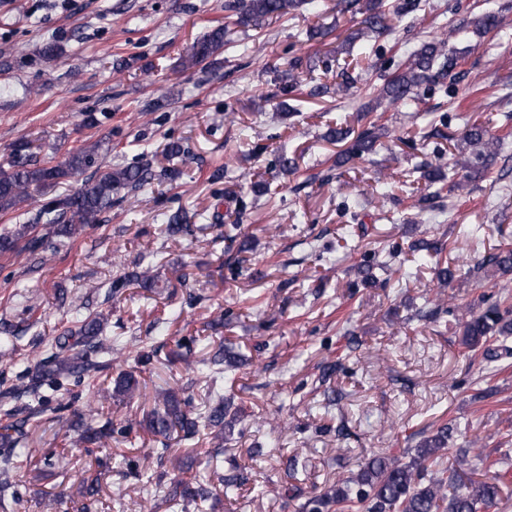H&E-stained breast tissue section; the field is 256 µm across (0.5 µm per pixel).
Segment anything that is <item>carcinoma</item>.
Segmentation results:
<instances>
[{
    "label": "carcinoma",
    "instance_id": "obj_1",
    "mask_svg": "<svg viewBox=\"0 0 512 512\" xmlns=\"http://www.w3.org/2000/svg\"><path fill=\"white\" fill-rule=\"evenodd\" d=\"M304 6L319 7L318 0H227L224 4L227 18L237 25L260 29L266 21L282 18ZM420 9V0H369L362 28L349 36L354 41L369 33L380 34L388 29L390 15L402 16ZM473 33L484 36L506 26L505 17L495 12H485L472 21ZM225 27L217 26L193 43L190 60L200 64L214 57L224 47ZM460 56L450 49L435 43H424L412 52L405 68L387 78L379 90L376 100H386L393 105L410 100L421 103L424 97L418 88H430L455 83L462 72L457 70ZM298 61L286 62L280 92L287 96L298 87L295 70ZM381 136V127L369 122L360 131L351 126L329 131L327 138L345 145L339 151L336 165L342 166L355 155L370 153ZM464 144L473 148L475 160L463 158V165L475 173H485L498 154L500 139L487 137V130L480 124H472L464 133ZM99 145L91 144L73 154L65 161L56 162L51 157H41L32 150L28 141H19L11 147L8 167H0V211L7 212L33 199V193L53 186L77 173L91 172L90 181L78 191L63 198L52 199L37 209L35 217L14 231L0 235V253L27 251L31 254L46 253L53 247L52 238H73L88 224H99L102 215L112 208L113 196L122 189L131 192L150 183L153 177L151 166H126L118 169H104L97 164ZM184 154L178 143L166 146L164 156L168 161L165 175L173 178L178 174L177 160ZM186 216L178 211L167 218L165 233L173 237L184 230ZM48 225V232L37 231L39 224ZM410 251L414 260L422 264L437 266V279L441 287L452 283L455 273L468 276L512 275V247L500 246L486 255L483 260L462 270L440 267L441 248L430 240L418 239L411 243ZM131 280L145 284L154 282L147 270L133 272L111 283L119 290ZM461 310L466 319L460 322V343L470 351H483L489 362L502 355H509L512 349L507 340L512 336V293L504 290L495 299L482 296L453 310ZM108 314L100 311L88 315L81 324L66 330L55 344V352L41 359L38 378L33 380L25 392H36L41 381L54 379L61 374L80 377L89 372L93 364L90 355H120L129 345L122 336L103 335ZM214 352L208 360L202 361L205 378L215 383L225 371L243 363L244 356L220 341L213 343ZM138 390V380L133 372H121L115 380L112 393L102 394L103 398H131ZM243 419V410L235 405L231 396L219 389L210 392V400L204 410L192 409V398H180L174 391L161 392L153 410L146 418V427L156 436L166 437L174 432L184 440L193 439L200 427L212 429L214 438L224 439V432L233 431ZM67 428L76 436V442L87 447H103L108 444L114 431L112 419L94 421L77 413L67 422ZM448 451V427L442 426L436 432L421 440L416 448L407 450L410 460L383 453L363 463L358 471L329 487L314 500L312 512H481L494 504L499 497L496 482L473 480L459 470L445 465L444 455ZM154 472L145 466L141 474L144 483L143 500L149 510L158 506L157 490L151 488ZM213 496L210 480H173L169 483L163 498L192 505L197 509Z\"/></svg>",
    "mask_w": 512,
    "mask_h": 512
}]
</instances>
